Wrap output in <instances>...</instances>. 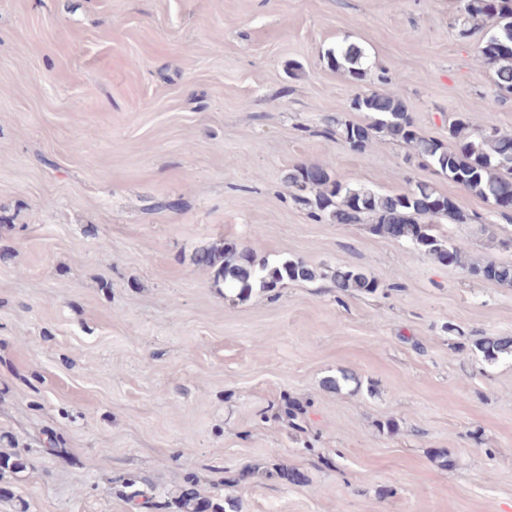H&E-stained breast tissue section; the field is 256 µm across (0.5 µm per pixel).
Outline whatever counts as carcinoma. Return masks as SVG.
<instances>
[{
	"instance_id": "cac0c4a2",
	"label": "carcinoma",
	"mask_w": 512,
	"mask_h": 512,
	"mask_svg": "<svg viewBox=\"0 0 512 512\" xmlns=\"http://www.w3.org/2000/svg\"><path fill=\"white\" fill-rule=\"evenodd\" d=\"M457 25L462 36L485 30L481 62L493 73L494 101L506 100L512 94V0H463ZM327 63L356 81L368 74L366 53L352 42L328 50ZM351 108L367 113L369 121L363 124L339 114L331 116L322 131L325 138L341 141L353 151L364 150L376 137L400 142L408 148L406 162L416 159L432 166L448 181L494 205L491 212L512 220V134L494 126L475 128L466 114L452 112L448 115V142L426 138L417 132L403 101L372 89L356 94ZM287 182L293 204L317 219L324 217L333 224L368 223L374 234L404 241L440 264L459 268L470 279L512 287V261L470 262L460 248L437 233L444 220L468 224L477 216L463 211L428 182L400 193L376 192L355 187L320 164L297 166ZM196 262L214 270L224 291L238 296L255 288L269 290L286 280L310 282L318 277V272L302 261L260 263L250 251L232 243L224 244L220 251H198ZM331 278L341 293L372 294L379 288L375 278L354 267H338ZM477 349L488 362L512 357V338L487 337L477 343ZM179 504L182 512H223L196 493L183 495Z\"/></svg>"
}]
</instances>
